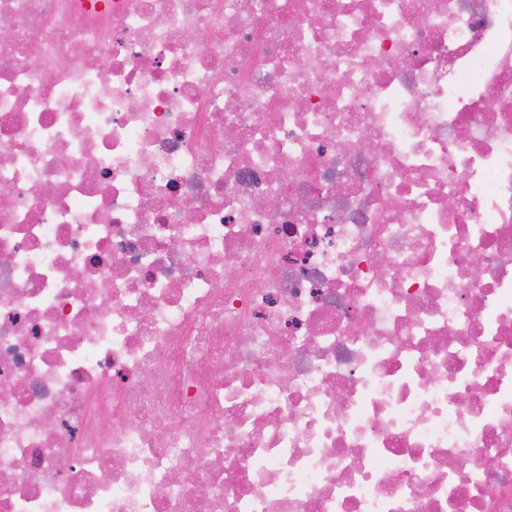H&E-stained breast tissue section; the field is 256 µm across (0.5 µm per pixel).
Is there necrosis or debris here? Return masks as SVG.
Masks as SVG:
<instances>
[{
  "label": "necrosis or debris",
  "mask_w": 512,
  "mask_h": 512,
  "mask_svg": "<svg viewBox=\"0 0 512 512\" xmlns=\"http://www.w3.org/2000/svg\"><path fill=\"white\" fill-rule=\"evenodd\" d=\"M0 18V512H512V0Z\"/></svg>",
  "instance_id": "1"
}]
</instances>
